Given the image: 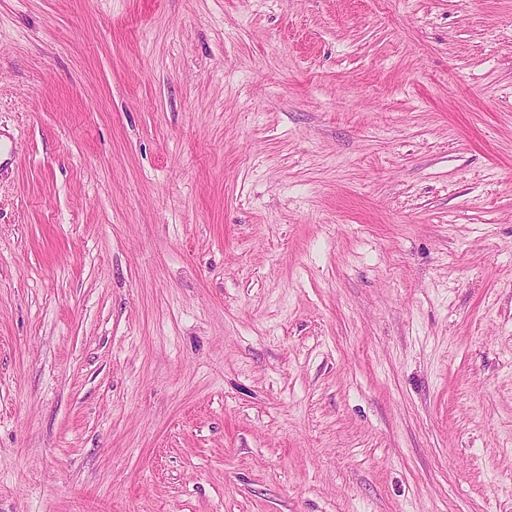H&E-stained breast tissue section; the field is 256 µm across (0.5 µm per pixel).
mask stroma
<instances>
[{"instance_id": "stroma-1", "label": "stroma", "mask_w": 512, "mask_h": 512, "mask_svg": "<svg viewBox=\"0 0 512 512\" xmlns=\"http://www.w3.org/2000/svg\"><path fill=\"white\" fill-rule=\"evenodd\" d=\"M0 512H512V0H0Z\"/></svg>"}]
</instances>
